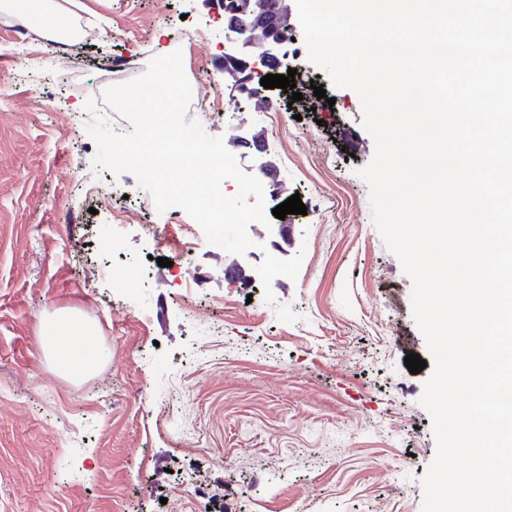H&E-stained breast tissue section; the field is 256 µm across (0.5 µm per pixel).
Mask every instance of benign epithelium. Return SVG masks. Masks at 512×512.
<instances>
[{"label": "benign epithelium", "instance_id": "7a95c632", "mask_svg": "<svg viewBox=\"0 0 512 512\" xmlns=\"http://www.w3.org/2000/svg\"><path fill=\"white\" fill-rule=\"evenodd\" d=\"M224 11V51L221 63L234 66L242 89L264 76V70L277 69L286 59L278 36L280 24L291 21L282 0H256L255 10L240 0H218Z\"/></svg>", "mask_w": 512, "mask_h": 512}]
</instances>
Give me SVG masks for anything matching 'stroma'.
<instances>
[{"instance_id":"obj_1","label":"stroma","mask_w":512,"mask_h":512,"mask_svg":"<svg viewBox=\"0 0 512 512\" xmlns=\"http://www.w3.org/2000/svg\"><path fill=\"white\" fill-rule=\"evenodd\" d=\"M58 2L89 38L51 46L0 13V512H192L202 492L212 512H422L437 453L419 403L431 355L357 174L375 153L358 95L302 43L285 61L302 100L274 88L238 113H194L237 156L262 133L255 161L278 182L266 210L295 194L307 208L284 238L249 224L253 248L233 254L191 217L171 223L132 173L95 166L80 119L92 99L129 133L103 105L101 76L177 50L193 97L228 104L221 10ZM90 178L113 188L111 208L94 211ZM106 256L128 275L149 267L152 284L91 278ZM272 264L278 274H229ZM57 311L96 327L108 356L92 373H60L45 353L40 323ZM410 353L426 360L420 373Z\"/></svg>"}]
</instances>
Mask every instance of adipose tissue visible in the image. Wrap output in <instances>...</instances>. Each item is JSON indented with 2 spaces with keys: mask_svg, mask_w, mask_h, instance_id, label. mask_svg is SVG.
Masks as SVG:
<instances>
[{
  "mask_svg": "<svg viewBox=\"0 0 512 512\" xmlns=\"http://www.w3.org/2000/svg\"><path fill=\"white\" fill-rule=\"evenodd\" d=\"M0 12L37 33L46 31L63 40L75 35L71 13L52 5L50 0H0ZM40 336L55 366L69 374H89L106 357L96 328L88 323L75 324L73 317L66 314L45 318Z\"/></svg>",
  "mask_w": 512,
  "mask_h": 512,
  "instance_id": "1",
  "label": "adipose tissue"
}]
</instances>
